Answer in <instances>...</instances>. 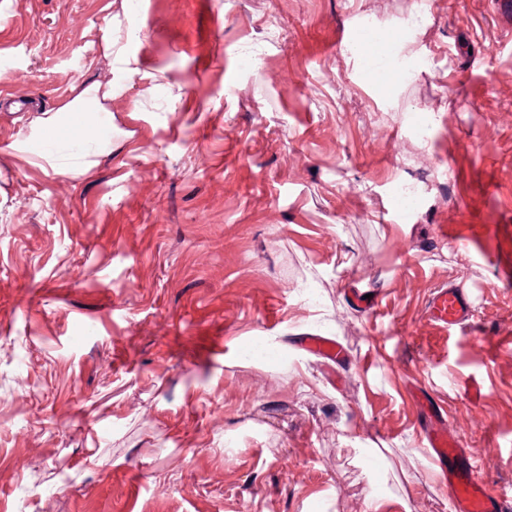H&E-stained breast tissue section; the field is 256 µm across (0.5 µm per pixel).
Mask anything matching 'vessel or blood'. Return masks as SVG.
<instances>
[{
  "instance_id": "b4317fda",
  "label": "vessel or blood",
  "mask_w": 512,
  "mask_h": 512,
  "mask_svg": "<svg viewBox=\"0 0 512 512\" xmlns=\"http://www.w3.org/2000/svg\"><path fill=\"white\" fill-rule=\"evenodd\" d=\"M426 314L435 326L446 330L464 325L472 316V306L469 299L455 289L440 288L428 299ZM303 342L309 349L331 360L342 353L341 344L328 337L307 336ZM413 394L425 428L429 455L448 487L453 512H512V498L482 480L462 440L443 429L445 417L430 393L418 387Z\"/></svg>"
}]
</instances>
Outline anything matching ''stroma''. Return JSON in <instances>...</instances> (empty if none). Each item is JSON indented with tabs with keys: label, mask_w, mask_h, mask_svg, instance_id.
I'll use <instances>...</instances> for the list:
<instances>
[{
	"label": "stroma",
	"mask_w": 512,
	"mask_h": 512,
	"mask_svg": "<svg viewBox=\"0 0 512 512\" xmlns=\"http://www.w3.org/2000/svg\"><path fill=\"white\" fill-rule=\"evenodd\" d=\"M362 29L402 35L386 79ZM109 81L88 172L28 149ZM415 386L512 494V14L0 0V512H451ZM112 82H108L105 86L94 83L83 88L75 98L58 109L53 115L48 116L47 112L42 115L32 114L28 121V125L33 134L42 135L43 132L52 126H62L69 121L79 117L82 120L81 126L84 130L93 131L96 125V115L100 108V97L102 99H110L112 97ZM103 92L101 93V91ZM425 311L429 320L442 330L464 325L473 316L469 299L450 287L435 290ZM304 344L314 351L321 353L330 360H335L342 353V346L336 340L324 336H306Z\"/></svg>",
	"instance_id": "obj_1"
}]
</instances>
